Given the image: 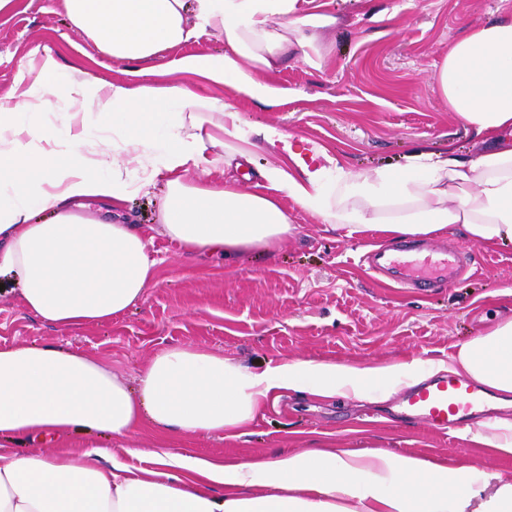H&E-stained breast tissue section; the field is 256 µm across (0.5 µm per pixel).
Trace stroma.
Here are the masks:
<instances>
[{
    "label": "stroma",
    "instance_id": "1",
    "mask_svg": "<svg viewBox=\"0 0 512 512\" xmlns=\"http://www.w3.org/2000/svg\"><path fill=\"white\" fill-rule=\"evenodd\" d=\"M336 27L323 33L330 51L320 66L285 59L258 79L278 88L268 107L232 87L181 72L188 55L222 52L212 30L160 51L146 62L113 60L68 22L62 0H18L0 16V102H11L24 62L50 49L105 83L179 80L205 98L231 103L252 125L273 126L294 142L310 141L356 173L404 164L411 148L473 150L462 119L448 108L436 72L465 25L512 14V0H326ZM294 230L274 252L242 256L234 269L209 261L175 241L154 235L148 246L158 278L143 299L106 324L59 330L27 312L16 284L0 276V345L34 344L78 349L128 379L156 352L180 343L224 353L239 365L265 370L284 360H315L375 367L404 364L391 390L320 400L286 392L268 403L248 435L235 440L184 435L174 451L247 462L316 445L361 453L385 450L452 464L512 472V453L475 440L484 418L508 417L512 408L489 400L465 427L440 430L405 416L402 388L423 383L455 359L465 342L512 320V243L487 247L456 228L430 246H459L467 274L443 288L400 287L370 271L360 257L378 244V232L358 237L319 223L288 202ZM471 436H464V429Z\"/></svg>",
    "mask_w": 512,
    "mask_h": 512
}]
</instances>
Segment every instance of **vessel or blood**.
<instances>
[{
    "label": "vessel or blood",
    "mask_w": 512,
    "mask_h": 512,
    "mask_svg": "<svg viewBox=\"0 0 512 512\" xmlns=\"http://www.w3.org/2000/svg\"><path fill=\"white\" fill-rule=\"evenodd\" d=\"M366 262L373 272L390 275L392 281L416 288L449 285L468 267L465 255L459 251H426L406 242L390 250L371 252ZM402 403L408 415L450 429L476 414L485 397L471 381L436 376L405 390Z\"/></svg>",
    "instance_id": "obj_1"
}]
</instances>
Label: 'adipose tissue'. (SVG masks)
I'll return each mask as SVG.
<instances>
[{"label":"adipose tissue","mask_w":512,"mask_h":512,"mask_svg":"<svg viewBox=\"0 0 512 512\" xmlns=\"http://www.w3.org/2000/svg\"><path fill=\"white\" fill-rule=\"evenodd\" d=\"M70 24L119 61H143L203 29L224 36V53L188 56L179 68L253 98L275 100L257 81L288 51L309 64L327 53L320 32L335 26L321 0H64ZM437 81L451 111L478 141L472 156L415 148L405 165L345 171L314 145L298 152L274 127L252 129L230 104L181 81L103 85L77 78L51 51L14 104H0V273L20 286L32 314L70 330L100 324L143 299L157 281L147 231L113 212L164 175L160 233L188 252L233 267L244 253L287 239L294 201L348 235L430 238L459 226L484 245L512 241V17L469 27L448 49ZM88 103L60 110L71 95ZM58 110L59 121L45 114ZM221 121H213V111ZM274 160L262 189L242 192L234 172L257 142ZM143 177L133 182L130 163ZM223 166L199 186L194 169ZM451 369L512 402V320L464 343ZM401 366L358 368L313 360L254 371L191 344L148 359L136 380L76 349L0 346V447L51 438L52 453L0 462V512H512V474L377 451L308 450L247 463L149 451L150 467L73 449V434L126 442L149 427L162 436L240 437L280 391L360 397L396 380Z\"/></svg>","instance_id":"obj_1"}]
</instances>
